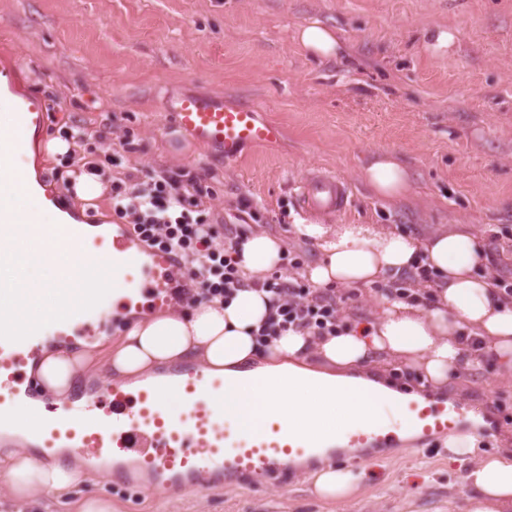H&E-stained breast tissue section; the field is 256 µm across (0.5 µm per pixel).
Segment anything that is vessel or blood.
Here are the masks:
<instances>
[{"instance_id":"obj_1","label":"vessel or blood","mask_w":512,"mask_h":512,"mask_svg":"<svg viewBox=\"0 0 512 512\" xmlns=\"http://www.w3.org/2000/svg\"><path fill=\"white\" fill-rule=\"evenodd\" d=\"M11 113L0 136L2 155L15 153L24 133L43 125V100L23 96ZM173 118L202 147L227 158L236 157L246 145L274 143L281 134L278 125L260 120L252 108L227 106L208 96L181 99L173 107ZM299 201L304 213L333 218L347 208L348 187L336 176L315 175L301 183ZM57 232L84 250L108 247L126 290L124 309L147 313L170 304L183 268L179 255L144 247L124 224L108 236L87 234L81 224H60L44 236L49 239ZM14 329V324L0 321V392L12 396L19 393L23 368L35 352L31 338L16 336ZM223 389V379L205 377L200 367L189 363L149 374L132 391L105 382L54 409L38 439L45 448L76 449L96 465L111 463L112 481L119 485L144 471L153 488L196 490L204 472L245 486L258 475L287 480L298 461L317 455L342 464L358 461L360 452L369 448L406 445L424 451L435 439L455 434L468 413L467 406L448 397L412 399L404 422L348 432L340 449L323 450L278 421L239 434L210 404L211 395Z\"/></svg>"}]
</instances>
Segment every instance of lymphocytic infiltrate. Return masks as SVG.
<instances>
[{
	"label": "lymphocytic infiltrate",
	"instance_id": "obj_1",
	"mask_svg": "<svg viewBox=\"0 0 512 512\" xmlns=\"http://www.w3.org/2000/svg\"><path fill=\"white\" fill-rule=\"evenodd\" d=\"M70 138L73 148L68 160L82 164L88 173L109 184L113 212L131 225L142 242L195 258L196 266L190 273L193 286L182 289V298L194 303L226 302L237 291L260 288L271 302L268 318L256 331L262 346L289 330L316 338L341 333L340 311L347 295L278 273L255 280L240 269L236 255L241 240L220 237L218 223L211 220L204 206L208 189L201 177L192 174L185 178L162 170L145 180L133 174L115 178L107 174L104 162L82 161V154L92 151L91 136L85 129L72 128Z\"/></svg>",
	"mask_w": 512,
	"mask_h": 512
}]
</instances>
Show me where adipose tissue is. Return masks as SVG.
<instances>
[{
    "instance_id": "obj_1",
    "label": "adipose tissue",
    "mask_w": 512,
    "mask_h": 512,
    "mask_svg": "<svg viewBox=\"0 0 512 512\" xmlns=\"http://www.w3.org/2000/svg\"><path fill=\"white\" fill-rule=\"evenodd\" d=\"M7 183L16 195L11 209L39 212V227L67 223L66 214L44 206V191L36 182L34 163H19L16 156H0ZM364 181L385 198L403 195L407 175L390 155L365 168ZM295 236L312 241L319 259L304 276L319 288L336 285L365 288L387 276L426 262L435 275L430 307L385 300L369 322L352 325L337 336L315 339L293 332L270 341L260 370L264 384L243 383L241 367L256 352L253 329L267 317L264 293L239 291L230 304H198L185 312L170 311L128 320L114 346L101 352L77 355L61 348H43L28 370L40 383L39 391L52 403L78 389L86 374L106 368L109 378L135 388L139 376L185 358H196L206 376L224 379L223 395L215 407L243 431L253 430L257 410L270 412L308 438L330 445L357 427L378 424L385 408L395 406L393 391L364 398L355 376L375 353L418 365L429 383L441 386L451 373L472 365L479 354L466 337L483 340L512 374V302L497 299L492 278L485 274L488 258L477 237L464 228L415 237L379 224H297ZM48 246L52 259L24 235L0 234V289L25 290L24 301L0 308L29 333L48 310L77 316L98 296L108 297L98 314L111 319L121 306L124 291L109 259L85 252L68 238L55 236ZM283 251L281 239L265 232L245 237L241 269L256 276L275 269ZM320 357L318 366L300 359L308 351ZM77 465L45 463L25 448L0 454V476L7 489L0 494V512H11L15 502L37 505L45 494L64 498L76 483ZM472 495L468 512H512V459L495 457L469 464L465 477Z\"/></svg>"
}]
</instances>
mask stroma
<instances>
[{"label": "stroma", "instance_id": "35a3bbf8", "mask_svg": "<svg viewBox=\"0 0 512 512\" xmlns=\"http://www.w3.org/2000/svg\"><path fill=\"white\" fill-rule=\"evenodd\" d=\"M311 22L337 33L341 56L303 51L297 33ZM443 31L454 41L440 48ZM1 73L43 98L41 140L79 126L112 176L198 173L204 204L227 231L278 236L305 266L317 249L291 227L312 221L296 194L316 174L350 189L340 224L420 235L464 224L485 244L512 232V0H0ZM185 95L252 107L281 135L233 158L210 153L174 124L171 105ZM380 153L406 168L405 196L381 199L363 182ZM60 164L38 153L41 186L72 213L112 226L107 194L63 193L51 178ZM366 370L410 398L430 391L396 358L377 356ZM439 392L503 420L473 458L512 457V377L498 357L460 370ZM318 466L301 461L285 485L259 477L250 488L192 493L116 486L88 469L65 503L48 496L32 512H77L88 497L111 501L112 512H467L466 466L444 443L373 452L340 501L314 493L308 473Z\"/></svg>", "mask_w": 512, "mask_h": 512}]
</instances>
